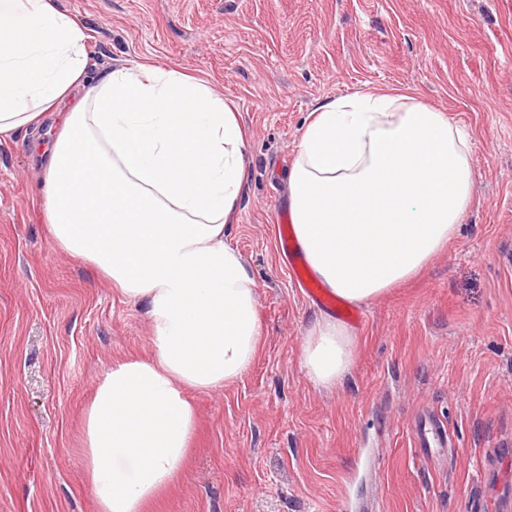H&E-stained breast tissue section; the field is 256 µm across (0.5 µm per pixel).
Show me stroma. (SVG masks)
Instances as JSON below:
<instances>
[{"label": "stroma", "mask_w": 512, "mask_h": 512, "mask_svg": "<svg viewBox=\"0 0 512 512\" xmlns=\"http://www.w3.org/2000/svg\"><path fill=\"white\" fill-rule=\"evenodd\" d=\"M85 25L89 74L149 61L207 81L249 134L224 242L255 282L263 340L224 388L192 392L183 475L144 512H512V0H54ZM411 89L472 140L474 200L412 279L358 305L354 364L314 386L301 344L324 307L275 235L314 109ZM41 129L0 143V512H99L83 413L113 365L152 353L144 305L53 244ZM451 432L425 458L409 424Z\"/></svg>", "instance_id": "obj_1"}]
</instances>
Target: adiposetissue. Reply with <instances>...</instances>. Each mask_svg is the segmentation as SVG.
<instances>
[{
	"label": "adipose tissue",
	"instance_id": "ef3b65f1",
	"mask_svg": "<svg viewBox=\"0 0 512 512\" xmlns=\"http://www.w3.org/2000/svg\"><path fill=\"white\" fill-rule=\"evenodd\" d=\"M87 40L52 0H0V141L53 122L39 195L54 244L147 307L152 356L113 365L83 418L99 512H142L183 470L189 391L236 381L260 347L254 280L224 243L248 142L205 80L150 63L88 79ZM473 190L468 133L412 93L374 90L313 112L289 210L314 273L360 304L447 246ZM353 347L317 318L301 350L311 382H340Z\"/></svg>",
	"mask_w": 512,
	"mask_h": 512
}]
</instances>
